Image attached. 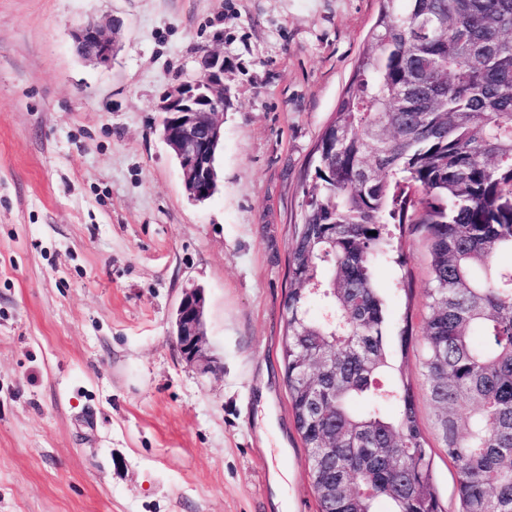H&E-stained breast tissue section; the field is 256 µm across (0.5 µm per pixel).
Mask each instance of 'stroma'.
Instances as JSON below:
<instances>
[{
  "mask_svg": "<svg viewBox=\"0 0 512 512\" xmlns=\"http://www.w3.org/2000/svg\"><path fill=\"white\" fill-rule=\"evenodd\" d=\"M378 0H0V512H320L280 343L316 142ZM121 21L110 65L73 33ZM224 54L220 189L191 201L156 105ZM377 268L421 336L430 257ZM410 291L397 289V278ZM216 370L180 357L183 288ZM405 370L446 512L456 471L417 351ZM284 483L274 489L273 475Z\"/></svg>",
  "mask_w": 512,
  "mask_h": 512,
  "instance_id": "stroma-1",
  "label": "stroma"
}]
</instances>
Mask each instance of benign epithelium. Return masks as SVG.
<instances>
[{"instance_id":"obj_1","label":"benign epithelium","mask_w":512,"mask_h":512,"mask_svg":"<svg viewBox=\"0 0 512 512\" xmlns=\"http://www.w3.org/2000/svg\"><path fill=\"white\" fill-rule=\"evenodd\" d=\"M80 55L107 64L115 52V38L101 25L90 23L74 32ZM200 70L187 81L168 88L157 110L163 114L160 137L178 162L189 197L197 202L211 198L218 185L215 156L223 142L224 54L204 49ZM206 298L198 286L185 288L174 312V336L180 357L202 373L213 372L205 351Z\"/></svg>"}]
</instances>
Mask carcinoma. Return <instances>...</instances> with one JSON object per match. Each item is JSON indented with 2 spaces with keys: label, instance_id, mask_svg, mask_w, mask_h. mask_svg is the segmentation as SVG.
<instances>
[{
  "label": "carcinoma",
  "instance_id": "carcinoma-1",
  "mask_svg": "<svg viewBox=\"0 0 512 512\" xmlns=\"http://www.w3.org/2000/svg\"><path fill=\"white\" fill-rule=\"evenodd\" d=\"M288 255V398L321 512H443L379 263L424 232L420 363L461 512H512V0H380ZM376 235H371V232ZM318 301L319 317L308 306Z\"/></svg>",
  "mask_w": 512,
  "mask_h": 512
}]
</instances>
